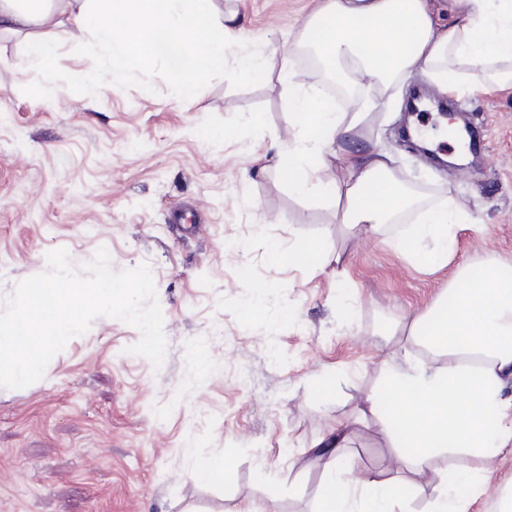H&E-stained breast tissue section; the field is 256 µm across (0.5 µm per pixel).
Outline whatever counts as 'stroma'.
I'll list each match as a JSON object with an SVG mask.
<instances>
[{
  "instance_id": "stroma-1",
  "label": "stroma",
  "mask_w": 512,
  "mask_h": 512,
  "mask_svg": "<svg viewBox=\"0 0 512 512\" xmlns=\"http://www.w3.org/2000/svg\"><path fill=\"white\" fill-rule=\"evenodd\" d=\"M214 3L240 28L224 70L189 102L160 65L148 81L131 70L87 87L105 52L70 26L54 31L48 84L19 66L26 40L0 38V304L46 270L51 250L80 270L104 248L114 269L150 267L167 339L156 369L127 351L139 330L99 317L40 381L0 388V512H318L314 446L344 425L355 477L409 480V512H428L451 467L489 470L477 507L498 512L511 463L447 453L413 473L378 418L356 417L381 386L382 360L403 356L395 328L460 269L512 261V88L457 98L486 154L464 170L411 150L401 113H377L367 131L422 204L467 206L447 265L434 268L388 243L411 216L350 236L332 200L297 196L276 167L278 147L302 141L282 72L311 96L326 91L297 46L315 0ZM246 55L264 58L262 78L242 76ZM212 129L223 138H207ZM313 240L316 263L281 264L267 250L300 253ZM249 302L260 313L246 315ZM327 378L332 390L316 393ZM223 455V481L192 478Z\"/></svg>"
}]
</instances>
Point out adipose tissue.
<instances>
[{
  "label": "adipose tissue",
  "instance_id": "1",
  "mask_svg": "<svg viewBox=\"0 0 512 512\" xmlns=\"http://www.w3.org/2000/svg\"><path fill=\"white\" fill-rule=\"evenodd\" d=\"M450 6L456 18L444 25L433 0H319L305 24L304 45L365 79L372 93L337 112L297 92L292 116L309 146L280 150L276 166L305 195L316 168L339 162L346 177L325 193L349 227L377 230L413 203L394 183L387 154L354 145L384 106L381 92L411 74L448 96L512 88V0H450ZM66 23L107 51L104 71L88 75L91 87L132 68L150 77L160 63L184 100L223 70L235 34L233 19L214 0H0V35L28 36L22 64L43 79L57 60L52 33ZM340 141L345 150H337ZM466 217L454 202L425 210L395 245L442 265L454 246L451 229ZM461 276L465 288L453 289L451 299L437 301L403 331L432 361L408 354L384 362L385 392L367 396L360 410L382 418L386 440L404 449L413 472L439 452L496 459L512 446V266L490 264L477 274L466 268ZM346 437L340 428L322 442L328 453L320 512H406L411 483L393 477L356 483L339 453ZM489 478L485 471L448 470L431 512H468Z\"/></svg>",
  "mask_w": 512,
  "mask_h": 512
}]
</instances>
